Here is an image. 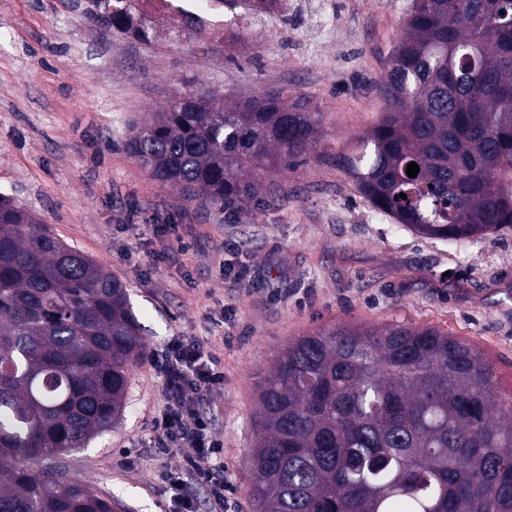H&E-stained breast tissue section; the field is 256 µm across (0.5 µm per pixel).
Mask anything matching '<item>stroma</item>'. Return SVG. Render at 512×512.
<instances>
[{
	"label": "stroma",
	"mask_w": 512,
	"mask_h": 512,
	"mask_svg": "<svg viewBox=\"0 0 512 512\" xmlns=\"http://www.w3.org/2000/svg\"><path fill=\"white\" fill-rule=\"evenodd\" d=\"M216 43L164 27L144 43L101 27L77 0H0V194L128 287L145 358L124 416L61 460L69 478L126 512H177L156 446L168 397L155 366L181 336L224 367L200 408L224 443L233 512H252L247 457L256 384L288 342L332 324L432 325L476 347L512 391V228L451 246L380 215L334 162L378 122L379 84L411 0H287ZM226 100L288 86L323 116V159L276 172L282 207L229 219L161 185L124 149L128 125L171 94Z\"/></svg>",
	"instance_id": "35a3bbf8"
}]
</instances>
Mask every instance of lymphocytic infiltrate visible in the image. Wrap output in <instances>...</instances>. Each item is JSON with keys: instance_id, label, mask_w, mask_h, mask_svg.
<instances>
[{"instance_id": "lymphocytic-infiltrate-1", "label": "lymphocytic infiltrate", "mask_w": 512, "mask_h": 512, "mask_svg": "<svg viewBox=\"0 0 512 512\" xmlns=\"http://www.w3.org/2000/svg\"><path fill=\"white\" fill-rule=\"evenodd\" d=\"M164 379L168 404L158 418L155 433L159 447L175 449L180 466L167 475L175 490L180 512H196L194 499L185 491V476L206 484L219 508L232 503L235 487L224 471L223 443L216 439L210 417L199 402L204 394L223 389L224 371L218 360L204 357L190 338L171 342L157 361Z\"/></svg>"}]
</instances>
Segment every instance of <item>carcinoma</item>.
I'll use <instances>...</instances> for the list:
<instances>
[{"label":"carcinoma","instance_id":"cac0c4a2","mask_svg":"<svg viewBox=\"0 0 512 512\" xmlns=\"http://www.w3.org/2000/svg\"><path fill=\"white\" fill-rule=\"evenodd\" d=\"M108 27L149 32L128 14ZM378 124L339 159L381 215L475 245L512 227V0H412ZM322 113L293 88L228 103L176 92L124 147L158 182L233 217L278 205ZM419 166L416 177L407 166ZM145 357L127 286L0 194V512H117L57 461L112 430ZM253 512H512V393L435 327H322L258 382Z\"/></svg>","mask_w":512,"mask_h":512}]
</instances>
